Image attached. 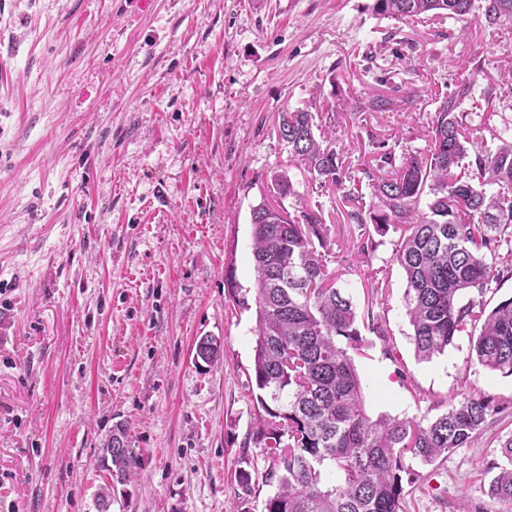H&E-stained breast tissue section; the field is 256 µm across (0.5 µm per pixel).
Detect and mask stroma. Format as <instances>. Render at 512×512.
I'll return each mask as SVG.
<instances>
[{
  "label": "stroma",
  "mask_w": 512,
  "mask_h": 512,
  "mask_svg": "<svg viewBox=\"0 0 512 512\" xmlns=\"http://www.w3.org/2000/svg\"><path fill=\"white\" fill-rule=\"evenodd\" d=\"M373 0H0V512H96L101 448L128 425L140 479L110 512H261L267 463L249 444L255 313L252 208L272 171L319 208L339 286L370 347L356 357L371 417L435 416L460 391L499 412L464 448L416 465L406 512H502L488 487L512 436V376L471 359L468 337L415 355L395 234L362 255L344 190L317 187L277 135L279 112L329 120L352 171L378 143L423 152L439 99L484 71L465 126L498 113L512 141V29L475 19L375 16ZM413 83L401 112H359L368 90ZM493 103H486V96ZM386 325L379 337L370 319ZM221 363L195 358L200 337ZM251 475L243 490L240 472Z\"/></svg>",
  "instance_id": "35a3bbf8"
}]
</instances>
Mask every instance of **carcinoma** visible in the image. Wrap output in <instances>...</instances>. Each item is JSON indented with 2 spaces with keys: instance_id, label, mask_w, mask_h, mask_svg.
Returning <instances> with one entry per match:
<instances>
[{
  "instance_id": "carcinoma-1",
  "label": "carcinoma",
  "mask_w": 512,
  "mask_h": 512,
  "mask_svg": "<svg viewBox=\"0 0 512 512\" xmlns=\"http://www.w3.org/2000/svg\"><path fill=\"white\" fill-rule=\"evenodd\" d=\"M374 15L396 20L469 16L491 28H512V0H373ZM475 80L458 85L431 118L429 149L396 153L377 145L383 178L351 176L310 112L283 111L279 138L324 188L350 183L348 223L360 232V252L375 250L372 233L399 234L394 259L405 274L402 300L417 356L442 354L459 336L475 338L477 361L512 376V297L487 309L481 300L501 272L512 275V141L483 146L487 123L463 125L459 109ZM418 90L398 98L369 92L363 112H390L413 104ZM270 181L283 198L296 196L284 171ZM255 271L256 339L251 441L267 460L264 483L274 488L261 512H404V485L422 465L465 447L498 412L470 394L450 400L432 418H371L354 355L366 344L352 299L328 271L330 228L320 211L293 215L255 206L251 215ZM228 294L243 308L248 299L233 271ZM196 353L207 364L223 360L221 344L204 336ZM506 464L490 496L512 512V436L501 444ZM100 463L111 481L138 478L141 456L126 426L104 443Z\"/></svg>"
}]
</instances>
